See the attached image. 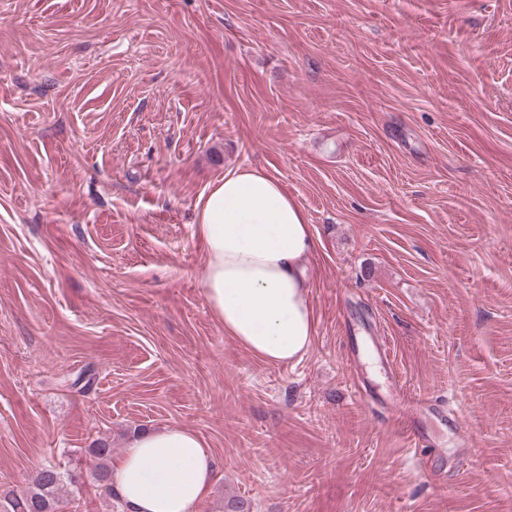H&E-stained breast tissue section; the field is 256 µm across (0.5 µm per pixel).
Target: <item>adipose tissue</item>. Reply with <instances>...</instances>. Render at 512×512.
Listing matches in <instances>:
<instances>
[{
  "label": "adipose tissue",
  "mask_w": 512,
  "mask_h": 512,
  "mask_svg": "<svg viewBox=\"0 0 512 512\" xmlns=\"http://www.w3.org/2000/svg\"><path fill=\"white\" fill-rule=\"evenodd\" d=\"M195 233L205 299L225 334L269 363L302 358L315 334L307 295L318 242L282 183L256 168L227 171L200 195ZM213 477L205 441L174 425L137 434L111 466L128 512H196Z\"/></svg>",
  "instance_id": "1"
}]
</instances>
